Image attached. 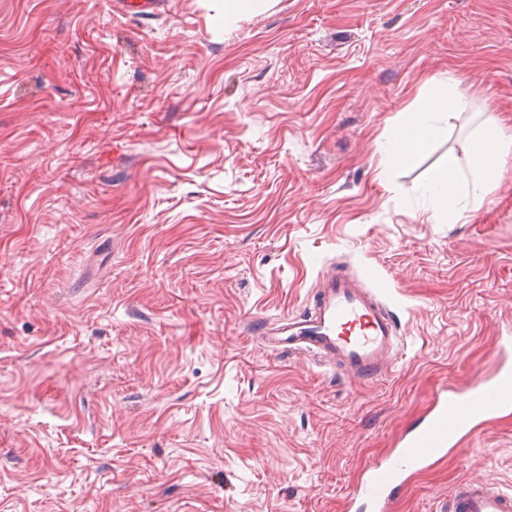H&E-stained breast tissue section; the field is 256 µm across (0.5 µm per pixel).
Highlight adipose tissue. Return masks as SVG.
Here are the masks:
<instances>
[{
    "mask_svg": "<svg viewBox=\"0 0 512 512\" xmlns=\"http://www.w3.org/2000/svg\"><path fill=\"white\" fill-rule=\"evenodd\" d=\"M465 101L457 92L455 77H448L435 95L394 128L382 151L389 161L402 164L427 151L437 132L433 114L462 111ZM512 153V138L488 128L469 143V168H462L456 154L446 160L425 186L446 224L459 223L468 205H480L498 174L499 160Z\"/></svg>",
    "mask_w": 512,
    "mask_h": 512,
    "instance_id": "ef3b65f1",
    "label": "adipose tissue"
}]
</instances>
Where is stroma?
<instances>
[{"label":"stroma","mask_w":512,"mask_h":512,"mask_svg":"<svg viewBox=\"0 0 512 512\" xmlns=\"http://www.w3.org/2000/svg\"><path fill=\"white\" fill-rule=\"evenodd\" d=\"M429 150L378 145L447 77ZM512 136V0H0V512H345L364 466L512 326V154L442 224L424 185ZM393 306L360 382L264 337L332 266ZM512 490V411L394 493ZM224 22H231L249 11H258L271 5V0H219Z\"/></svg>","instance_id":"obj_1"}]
</instances>
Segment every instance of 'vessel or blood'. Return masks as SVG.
Returning <instances> with one entry per match:
<instances>
[{
  "instance_id": "b4317fda",
  "label": "vessel or blood",
  "mask_w": 512,
  "mask_h": 512,
  "mask_svg": "<svg viewBox=\"0 0 512 512\" xmlns=\"http://www.w3.org/2000/svg\"><path fill=\"white\" fill-rule=\"evenodd\" d=\"M269 341L273 350H303L348 376L371 380L386 372L400 332L387 302L338 272L322 278L308 312L275 327ZM493 358L490 373L443 386L423 422L364 467L346 496L347 512H391L396 489L432 460L461 451L481 423L512 409L511 332L498 336ZM451 500V512H512V493L492 481L460 483Z\"/></svg>"
}]
</instances>
